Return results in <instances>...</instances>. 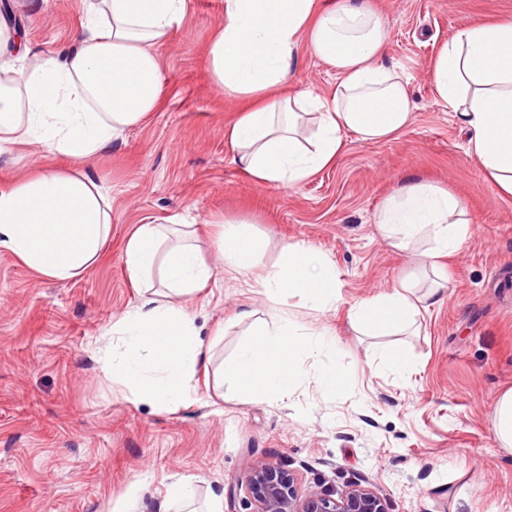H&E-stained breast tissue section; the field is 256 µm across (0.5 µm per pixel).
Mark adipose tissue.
Returning <instances> with one entry per match:
<instances>
[{
  "label": "adipose tissue",
  "instance_id": "obj_1",
  "mask_svg": "<svg viewBox=\"0 0 512 512\" xmlns=\"http://www.w3.org/2000/svg\"><path fill=\"white\" fill-rule=\"evenodd\" d=\"M186 0H90L76 48L27 57L10 52L15 35L0 24V152L39 143L76 161L72 172L40 169L0 189V253L30 271L66 281L94 265L112 236V207L90 168L126 130L156 112L164 73L156 44L180 28ZM335 70L330 95L283 94L301 47ZM382 18L362 0H224V21L208 49L214 82L247 106L224 129L239 169L258 183L293 187L334 163L346 131L376 142L405 129L412 103L403 75L380 62ZM436 96L458 112L467 150L489 180L512 195V17L459 29L432 62ZM317 114V132H300ZM381 234L399 248L421 239L424 258L453 256L468 240L469 222L457 197L413 178L402 181L376 216ZM191 224H139L124 261L132 284L160 272L163 297L141 300L113 322L121 344L99 359L101 372L130 402L166 411L195 402L192 379L205 344L177 299L207 288L211 267L201 258ZM217 246L230 268L256 271L262 244L247 222L230 221ZM276 269L257 282L273 297L300 293L335 304L340 286L332 267L299 243L282 247ZM445 282L414 293L402 280L391 294L355 308L350 320L367 330H403L420 308L437 304ZM322 338H299L279 314L253 331L230 365L239 396L283 400L297 362Z\"/></svg>",
  "mask_w": 512,
  "mask_h": 512
}]
</instances>
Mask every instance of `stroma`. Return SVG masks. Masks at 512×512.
Masks as SVG:
<instances>
[{"mask_svg": "<svg viewBox=\"0 0 512 512\" xmlns=\"http://www.w3.org/2000/svg\"><path fill=\"white\" fill-rule=\"evenodd\" d=\"M386 26L384 65L405 74L415 105L406 129L361 142L346 132L335 164L298 186L263 185L232 161L224 128L243 100L216 87L207 47L224 0H187L182 27L156 48L164 72L157 112L126 130L94 162L112 206V239L81 276L55 281L0 254V512H254L243 486L248 466L291 474L300 491L374 489L389 512H512V455L492 436L498 393L512 387V197L466 151L458 113L438 100L430 68L465 25L512 16V0H363ZM35 54L76 44L84 0H0ZM336 73L309 50L294 65L289 93L330 92ZM72 159L41 144L0 154V189ZM417 177L464 204L471 236L446 262L443 302L401 333L352 327V307L392 292L418 272L412 250L392 247L374 217L398 181ZM183 218L197 227L213 269L204 291L182 297L210 361L192 384L197 402L177 411L130 402L98 367L111 327L139 304L124 262L138 224ZM247 221L273 270L283 242L304 244L336 272L341 298L317 310L301 295L278 304L301 332L333 343L303 354L286 400L240 398L217 388L273 302L255 277L225 267L215 246L219 219ZM253 317L241 318L242 310ZM406 357L394 373L382 360ZM347 383L329 392L328 368Z\"/></svg>", "mask_w": 512, "mask_h": 512, "instance_id": "obj_1", "label": "stroma"}]
</instances>
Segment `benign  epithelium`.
Masks as SVG:
<instances>
[{
    "label": "benign epithelium",
    "instance_id": "obj_1",
    "mask_svg": "<svg viewBox=\"0 0 512 512\" xmlns=\"http://www.w3.org/2000/svg\"><path fill=\"white\" fill-rule=\"evenodd\" d=\"M245 486L255 512H388L386 498L371 488L354 484L302 494L288 472L266 464L248 467Z\"/></svg>",
    "mask_w": 512,
    "mask_h": 512
}]
</instances>
